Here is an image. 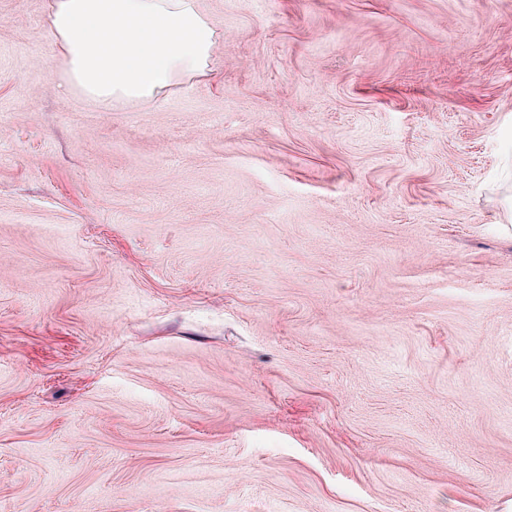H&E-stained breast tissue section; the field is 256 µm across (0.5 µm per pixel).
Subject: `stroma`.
I'll list each match as a JSON object with an SVG mask.
<instances>
[{"label": "stroma", "mask_w": 512, "mask_h": 512, "mask_svg": "<svg viewBox=\"0 0 512 512\" xmlns=\"http://www.w3.org/2000/svg\"><path fill=\"white\" fill-rule=\"evenodd\" d=\"M0 0V512H512V0H200L211 69L59 86Z\"/></svg>", "instance_id": "35a3bbf8"}]
</instances>
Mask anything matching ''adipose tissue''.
Returning a JSON list of instances; mask_svg holds the SVG:
<instances>
[{"mask_svg": "<svg viewBox=\"0 0 512 512\" xmlns=\"http://www.w3.org/2000/svg\"><path fill=\"white\" fill-rule=\"evenodd\" d=\"M62 87L113 103L154 101L209 68L219 37L199 0H51Z\"/></svg>", "mask_w": 512, "mask_h": 512, "instance_id": "obj_1", "label": "adipose tissue"}]
</instances>
